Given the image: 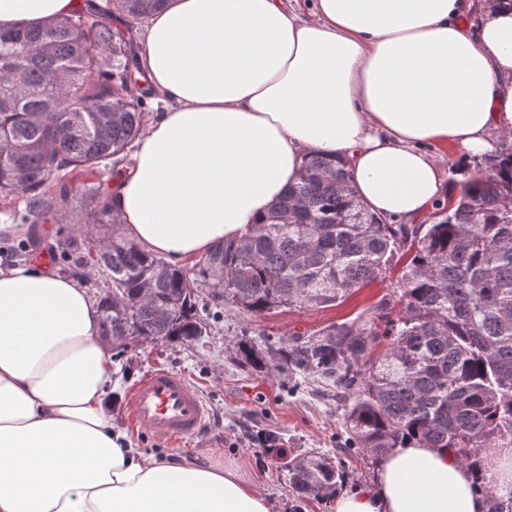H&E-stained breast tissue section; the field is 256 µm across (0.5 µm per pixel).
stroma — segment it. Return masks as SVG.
<instances>
[{
    "label": "stroma",
    "instance_id": "obj_1",
    "mask_svg": "<svg viewBox=\"0 0 512 512\" xmlns=\"http://www.w3.org/2000/svg\"><path fill=\"white\" fill-rule=\"evenodd\" d=\"M406 260L405 253L396 254L389 271L344 301L281 307L261 316L248 315L232 302L213 300L209 289L200 288L199 313L207 324L203 336L189 344L161 342L114 354L118 384L109 405L113 424L128 432L133 446L147 454L207 456L237 465L272 502V512H335L331 500H297L261 454L256 434L270 429L295 452H320L340 460L345 466L342 490L346 493L372 481L378 456L344 453L347 433L335 389L294 371H255L236 356L234 344L250 337L276 345L291 335L315 337L334 324L364 323L381 314L384 306L397 305L400 271ZM157 367L183 375L201 390L213 421L202 437L173 444L134 429L129 393Z\"/></svg>",
    "mask_w": 512,
    "mask_h": 512
}]
</instances>
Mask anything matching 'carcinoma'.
I'll return each instance as SVG.
<instances>
[{
	"label": "carcinoma",
	"mask_w": 512,
	"mask_h": 512,
	"mask_svg": "<svg viewBox=\"0 0 512 512\" xmlns=\"http://www.w3.org/2000/svg\"><path fill=\"white\" fill-rule=\"evenodd\" d=\"M166 0H81L45 25L0 31V195H25L28 225L13 258L46 252L84 276L102 273L100 336L127 350L134 332L189 343L206 331L190 272L118 233L83 244H49L39 225L117 224L95 187L70 219L68 176L130 164L147 100L135 77L139 31ZM425 224H387L356 195L346 162L312 152L298 181L237 241L199 260L196 275L251 315L335 303L373 282L397 250L411 251L400 308L379 324L332 325L320 336L274 349L237 344L254 370H302L336 386L353 448L382 455L407 443L449 448L478 475L488 512H512V490L485 476L481 448L512 446V133L450 181ZM288 490L328 500L344 480L341 462L318 452L286 454L272 431L257 436Z\"/></svg>",
	"instance_id": "1"
}]
</instances>
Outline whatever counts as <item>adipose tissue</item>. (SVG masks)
Here are the masks:
<instances>
[{
  "mask_svg": "<svg viewBox=\"0 0 512 512\" xmlns=\"http://www.w3.org/2000/svg\"><path fill=\"white\" fill-rule=\"evenodd\" d=\"M77 0H0V28ZM168 0L137 58L161 108L105 186L127 237L180 261L239 239L304 155L345 160L371 211L418 222L449 192L435 154L512 131V11L491 0ZM115 369L77 280L0 268V512H272L236 465L146 455L116 427ZM446 448L383 455L335 512H487Z\"/></svg>",
  "mask_w": 512,
  "mask_h": 512,
  "instance_id": "1",
  "label": "adipose tissue"
}]
</instances>
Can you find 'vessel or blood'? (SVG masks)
Returning a JSON list of instances; mask_svg holds the SVG:
<instances>
[{"instance_id": "1", "label": "vessel or blood", "mask_w": 512, "mask_h": 512, "mask_svg": "<svg viewBox=\"0 0 512 512\" xmlns=\"http://www.w3.org/2000/svg\"><path fill=\"white\" fill-rule=\"evenodd\" d=\"M134 427L171 443L198 437L209 425L199 391L166 368L147 373L130 394Z\"/></svg>"}]
</instances>
